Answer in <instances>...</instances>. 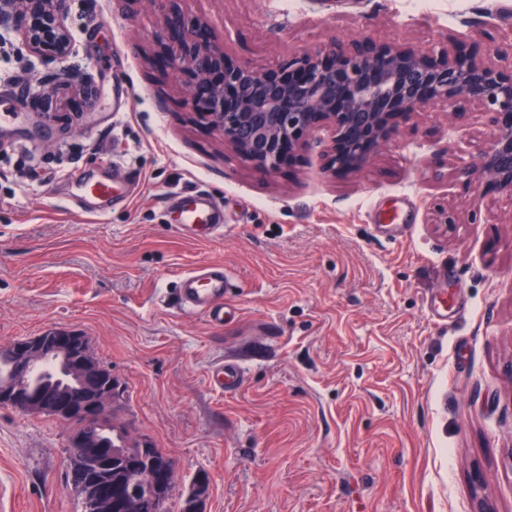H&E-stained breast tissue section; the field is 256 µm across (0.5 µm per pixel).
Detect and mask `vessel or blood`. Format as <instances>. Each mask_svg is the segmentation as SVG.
<instances>
[{
	"mask_svg": "<svg viewBox=\"0 0 512 512\" xmlns=\"http://www.w3.org/2000/svg\"><path fill=\"white\" fill-rule=\"evenodd\" d=\"M119 185L110 179L89 180L77 186L79 202L91 212L105 213L112 199L118 198ZM179 231L193 239H211L223 233L213 200L205 194L193 196L180 206ZM227 277L220 263L205 265L185 275L177 293L176 305L180 311L190 314L204 313L213 324L224 323V293ZM241 379L236 365L218 367L211 376L213 386L220 391L235 387Z\"/></svg>",
	"mask_w": 512,
	"mask_h": 512,
	"instance_id": "b4317fda",
	"label": "vessel or blood"
}]
</instances>
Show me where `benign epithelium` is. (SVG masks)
Segmentation results:
<instances>
[{
	"label": "benign epithelium",
	"mask_w": 512,
	"mask_h": 512,
	"mask_svg": "<svg viewBox=\"0 0 512 512\" xmlns=\"http://www.w3.org/2000/svg\"><path fill=\"white\" fill-rule=\"evenodd\" d=\"M152 3L165 6L172 65L194 73L201 115L244 162L273 171L283 141L290 153L306 150L309 134L329 127L333 168L359 172L397 138L398 117L440 105L456 118L472 105L485 115L486 136L454 168L453 181L476 199L487 187L512 196V73L491 59L462 56L449 45L423 52L353 39L259 71L236 62L203 23L186 25L178 0ZM0 27L16 32L37 57L64 62L73 52L62 0H0ZM432 222L460 218L440 202ZM0 364V407L74 425L69 448L77 464L68 484L79 491L84 512L161 510L159 490L173 484V460L112 422V403L124 390L93 360L81 333L48 329L1 345Z\"/></svg>",
	"instance_id": "obj_1"
}]
</instances>
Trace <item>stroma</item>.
Returning a JSON list of instances; mask_svg holds the SVG:
<instances>
[{"mask_svg":"<svg viewBox=\"0 0 512 512\" xmlns=\"http://www.w3.org/2000/svg\"><path fill=\"white\" fill-rule=\"evenodd\" d=\"M237 62L262 70L333 40L445 42L512 70V0H180ZM75 53L0 48V345L50 327L87 337L126 389L112 416L199 473L203 512H512V197L447 183L484 115L434 106L357 173L332 170L334 132L272 172L197 115L149 0H64ZM52 118L40 89L63 73ZM116 164L133 185L108 214L68 200ZM203 191L223 237L194 242L174 199ZM448 202L459 223L431 221ZM231 275L224 323L173 303L181 275ZM440 308L444 319L433 317ZM231 362L235 390L210 378ZM70 425L0 407V512H80ZM171 500L172 512L179 502Z\"/></svg>","mask_w":512,"mask_h":512,"instance_id":"obj_1","label":"stroma"}]
</instances>
